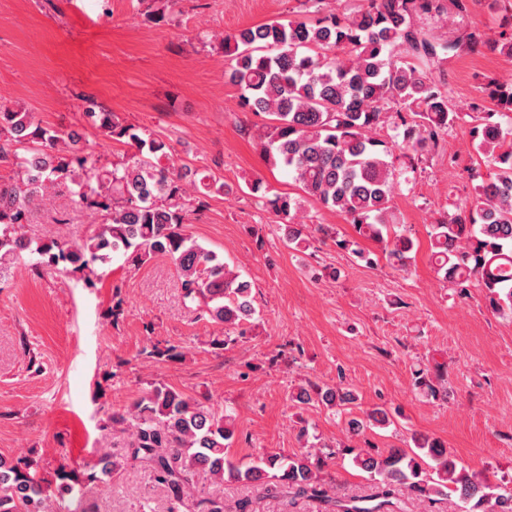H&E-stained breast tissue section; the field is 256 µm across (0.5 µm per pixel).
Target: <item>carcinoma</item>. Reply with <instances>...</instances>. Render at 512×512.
<instances>
[{
	"label": "carcinoma",
	"mask_w": 512,
	"mask_h": 512,
	"mask_svg": "<svg viewBox=\"0 0 512 512\" xmlns=\"http://www.w3.org/2000/svg\"><path fill=\"white\" fill-rule=\"evenodd\" d=\"M440 9L436 0H363L349 16L318 9L313 16L273 20L224 37V54L233 61L230 80L241 90L238 107L267 117L258 136L266 161L288 171L308 198L354 227L356 237L337 246L367 262L359 240L378 242L388 265L399 271L407 270L414 243L394 222V152L419 157L436 150L458 119L430 71L450 50L512 57V34L504 31L496 38L471 33L451 44L432 41L415 27L414 16ZM489 95L501 111L512 112L511 82L492 84ZM470 109L476 112L470 129L475 149L488 156L494 173L474 186L469 211L431 225V260L444 280L460 288L477 280L493 309H512V133L477 114L479 103ZM83 112L135 152L100 165L84 153L80 136L36 124L28 112L0 109V167L12 172L9 180L0 179V266L27 251L39 265L83 274L92 287L96 266L114 256L134 266L167 257L197 320L246 335L256 313L251 283L184 233L189 215L204 210L224 183L175 166L165 141L125 123L95 99H83ZM386 123L393 135L381 139L376 131ZM67 183L76 205L102 216L98 229L74 244L21 233L31 208ZM249 189L279 217L289 248L309 247L304 225L295 221L300 200L270 196L258 179ZM355 400L346 388L318 383L292 395L300 410L349 412L347 426L356 435L393 424L380 407L351 413ZM107 421L124 425L127 439L115 451L96 452L86 479L107 484L126 468L140 467L166 490L168 512H224V497L195 494L204 474L316 500L325 512H404L405 497L431 500L450 487L469 512H512V485L467 474L435 438L415 437L412 449H346L355 467L375 477L376 487L367 497L345 500L321 476L325 459L267 453L246 464L231 462L230 415L165 385L152 386ZM421 451L434 462L430 474L423 473ZM59 477L62 483L53 488L34 461L0 458V512H53L56 497L74 490L68 474Z\"/></svg>",
	"instance_id": "1"
}]
</instances>
